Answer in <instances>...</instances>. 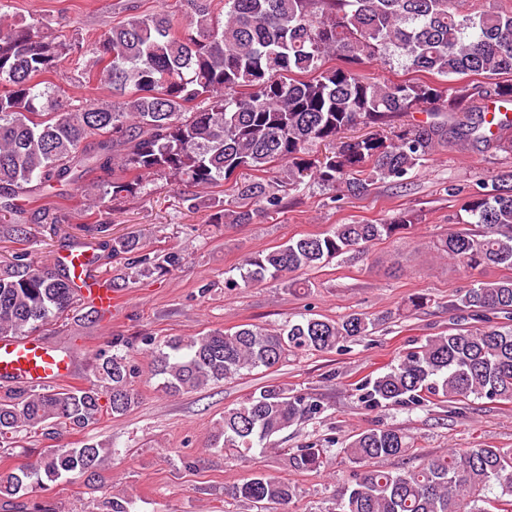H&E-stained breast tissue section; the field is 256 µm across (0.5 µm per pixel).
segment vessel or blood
I'll return each instance as SVG.
<instances>
[{"mask_svg": "<svg viewBox=\"0 0 512 512\" xmlns=\"http://www.w3.org/2000/svg\"><path fill=\"white\" fill-rule=\"evenodd\" d=\"M92 251L80 246L59 255L60 265L85 289L88 297L105 310L113 309L117 298L94 275ZM77 353L58 349L52 342L35 336H0V385L40 388L71 379Z\"/></svg>", "mask_w": 512, "mask_h": 512, "instance_id": "1", "label": "vessel or blood"}]
</instances>
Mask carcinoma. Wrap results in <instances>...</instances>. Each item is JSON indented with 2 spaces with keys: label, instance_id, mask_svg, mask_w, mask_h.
<instances>
[{
  "label": "carcinoma",
  "instance_id": "carcinoma-1",
  "mask_svg": "<svg viewBox=\"0 0 512 512\" xmlns=\"http://www.w3.org/2000/svg\"><path fill=\"white\" fill-rule=\"evenodd\" d=\"M194 0L190 13L132 16L83 43L42 31L39 21L0 18V219L24 196H70L88 173L109 177L112 196L133 194L154 176L206 190L231 183L228 200H213L210 224H250L255 210L277 211L282 189L311 179L337 194L360 196L378 183L400 184L436 153L467 143L512 152V117L497 130L491 106H512V11L491 4L462 9V0ZM84 59L118 103L73 105L45 80L69 54ZM399 66L425 79H377L369 64ZM412 112L426 119L396 124ZM358 125L362 136L346 132ZM251 177L236 180L238 173ZM476 234L451 232L434 243L466 272L512 267V168L503 169L463 204ZM421 223L407 210L375 224H336L247 257L245 284L288 278L340 254L398 235ZM112 256L128 265L176 268V252L150 256L134 236L112 239ZM67 270L16 253L0 262V335L30 336L77 304ZM475 325L428 336L389 371L360 385L363 403L418 405L431 398L471 396L512 402V277L479 279L448 300ZM363 313L315 315L277 330L243 325L155 345L151 375L183 393L271 369L290 356L329 353L372 334ZM93 380L81 387L8 388L0 392V454L20 433L47 424L85 430L103 415L121 417L139 404L137 372L126 352L100 351ZM321 412L318 399L269 384L224 410L212 435L226 450L264 448L268 439ZM411 438L394 427L352 436L340 453L357 465L336 487L326 512H512V448L476 446L428 458L414 469H380L373 461L410 455ZM83 441L46 448L30 465L0 477V498L28 482L81 476L99 481L101 454ZM329 448H295L288 465L314 471ZM257 512H290L295 488L265 470L224 489Z\"/></svg>",
  "mask_w": 512,
  "mask_h": 512
}]
</instances>
